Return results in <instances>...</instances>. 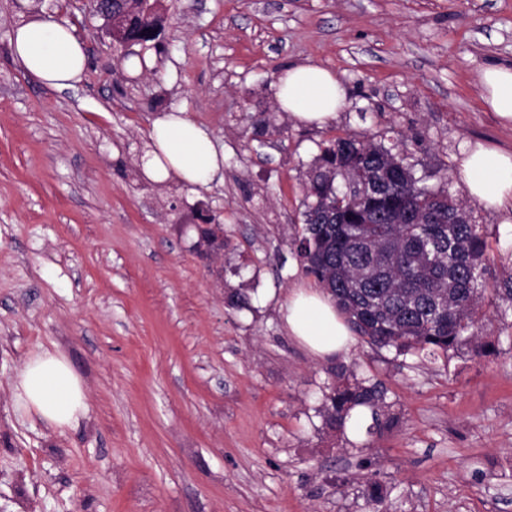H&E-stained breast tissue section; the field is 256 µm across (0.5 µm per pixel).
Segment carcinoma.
Wrapping results in <instances>:
<instances>
[{
    "mask_svg": "<svg viewBox=\"0 0 512 512\" xmlns=\"http://www.w3.org/2000/svg\"><path fill=\"white\" fill-rule=\"evenodd\" d=\"M152 0L114 4L113 41L136 43L162 29ZM406 145L337 139L306 173L302 233L293 245L305 271L331 294L361 341L436 356L476 340L483 306L512 311V273L485 278L487 244L470 211L445 189L416 178ZM384 399L378 384L344 380L323 408L326 425L345 426L357 406L372 410L374 428ZM369 512H383L376 482L364 489Z\"/></svg>",
    "mask_w": 512,
    "mask_h": 512,
    "instance_id": "1",
    "label": "carcinoma"
}]
</instances>
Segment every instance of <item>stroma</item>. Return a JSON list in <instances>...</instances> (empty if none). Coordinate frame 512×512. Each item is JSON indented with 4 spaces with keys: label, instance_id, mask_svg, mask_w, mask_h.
Masks as SVG:
<instances>
[{
    "label": "stroma",
    "instance_id": "1",
    "mask_svg": "<svg viewBox=\"0 0 512 512\" xmlns=\"http://www.w3.org/2000/svg\"><path fill=\"white\" fill-rule=\"evenodd\" d=\"M14 4L0 0V512H368L370 481L386 512H512V318L487 307L478 346L429 362L356 340L318 359L279 312L306 277L303 174L340 137H402L422 185L481 224L489 279L512 272V220L458 177L463 143L512 149L481 86L512 63V0H161L138 77L89 0H39L87 50L62 90L14 63ZM295 62L336 74L333 122L278 111L274 70ZM174 108L224 149L196 194L143 172ZM44 350L83 384L75 426L16 409L12 383ZM342 370L383 386L392 427L325 424Z\"/></svg>",
    "mask_w": 512,
    "mask_h": 512
}]
</instances>
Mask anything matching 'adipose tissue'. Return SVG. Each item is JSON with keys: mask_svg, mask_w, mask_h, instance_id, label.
Returning a JSON list of instances; mask_svg holds the SVG:
<instances>
[{"mask_svg": "<svg viewBox=\"0 0 512 512\" xmlns=\"http://www.w3.org/2000/svg\"><path fill=\"white\" fill-rule=\"evenodd\" d=\"M34 2L16 0V10L25 21L13 31L12 56L42 85L71 87L81 81L87 66L84 45L72 26L50 17H33ZM481 84L486 105L503 126L512 127V65H487ZM276 86L280 109L300 123H329L346 99L335 74L312 63L282 68ZM223 168V150L186 112L174 109L154 121L143 163L148 178L162 181L174 176L194 193ZM458 173L471 198L486 208L512 214V151L480 142L465 145ZM280 313L289 335L315 356L336 354L348 344L347 320L324 289L305 284L290 289ZM13 397L24 412L59 428L77 425L87 413L79 378L62 356L47 350L24 365L13 383Z\"/></svg>", "mask_w": 512, "mask_h": 512, "instance_id": "adipose-tissue-1", "label": "adipose tissue"}]
</instances>
